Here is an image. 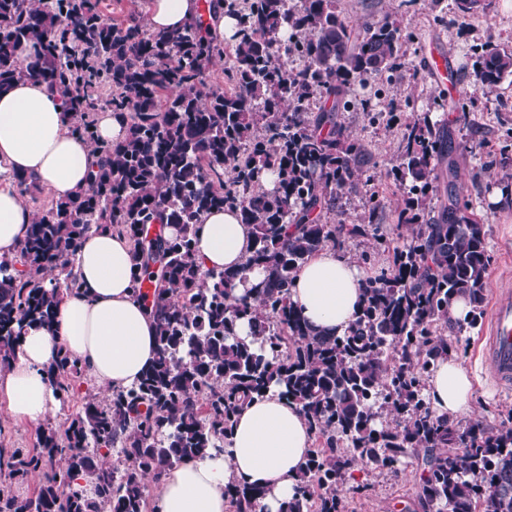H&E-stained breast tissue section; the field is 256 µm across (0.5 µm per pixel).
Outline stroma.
I'll return each instance as SVG.
<instances>
[{
  "mask_svg": "<svg viewBox=\"0 0 512 512\" xmlns=\"http://www.w3.org/2000/svg\"><path fill=\"white\" fill-rule=\"evenodd\" d=\"M486 9L469 18H459L455 0H336L338 11L354 28L360 29L379 20H388L403 33L401 53L404 65L384 82L373 77L356 82L351 92L371 95L372 103L383 117L370 123L363 113L347 110L336 120L366 146L370 160L364 166L371 180L358 193L339 196L330 216L340 224L374 222L391 241L403 246L410 229L398 221L402 190L388 173L399 162L401 135L410 118L429 116L432 123L451 131L463 148L458 159L455 184L471 208L484 221L490 262L487 270V295L512 291V77L492 92L474 89L476 50L491 44L512 51V0H487ZM438 41L459 71L460 96L455 110L436 106L439 94L421 61V50L429 41ZM379 193L384 207L368 217L364 201L368 194ZM480 328L462 334L447 332L453 355L467 366L474 380L476 397L472 414L456 418L467 427L474 422L488 428L512 424V392H498L481 365L478 339ZM417 455L404 459L394 470H380L361 461L348 479L339 497L344 512H401L414 506L419 491ZM357 494H350V487Z\"/></svg>",
  "mask_w": 512,
  "mask_h": 512,
  "instance_id": "35a3bbf8",
  "label": "stroma"
}]
</instances>
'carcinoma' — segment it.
Masks as SVG:
<instances>
[{"label": "carcinoma", "instance_id": "cac0c4a2", "mask_svg": "<svg viewBox=\"0 0 512 512\" xmlns=\"http://www.w3.org/2000/svg\"><path fill=\"white\" fill-rule=\"evenodd\" d=\"M235 19L234 45L203 38L198 24L160 32L131 15L106 25L100 0H0V90L23 75L17 49L41 46L36 75L66 95L71 130L95 140V109L107 101L127 119L124 142L96 143L89 188L53 200L30 225L17 259L0 261V365L24 327L49 325L79 288L83 238L110 226L133 242V289L153 306L157 355L133 386L104 403L88 399L64 429L39 428L32 448H0V512H148L144 480L222 452L241 406L273 387L293 401L318 446L279 512H341L336 495L357 460L394 470L424 451L419 512H512V426L466 428L436 415L426 380L448 354V303L469 299L477 325L489 257L482 219L455 190L459 145L417 118L404 125L402 162L391 171L407 195L398 222L412 240L362 284L364 301L345 336H318L290 301L296 271L327 245L366 234L364 224L323 216L336 195L359 190L363 142L336 122L349 88L401 66L402 30L382 20L356 31L335 0H211ZM229 56V90L207 88L215 57ZM307 61L304 69L287 59ZM512 76V52L482 49L475 87ZM274 178L273 187L261 185ZM440 205L421 224L429 193ZM252 225L245 268L265 278L241 296L237 272L202 271L201 218L213 208ZM147 224L176 229L143 237ZM250 327L246 340L239 323ZM84 367L63 353L46 370L65 403ZM31 496L14 487L33 473ZM94 484L89 497L76 474ZM233 512H257L263 490L228 488Z\"/></svg>", "mask_w": 512, "mask_h": 512}]
</instances>
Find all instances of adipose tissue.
<instances>
[{"label": "adipose tissue", "instance_id": "obj_1", "mask_svg": "<svg viewBox=\"0 0 512 512\" xmlns=\"http://www.w3.org/2000/svg\"><path fill=\"white\" fill-rule=\"evenodd\" d=\"M204 19L208 38L223 41L234 21L223 9L201 16L199 0H152L150 29H181ZM24 69L0 92V259H14L36 213L2 174L29 176L59 198L86 190L96 153L71 131L59 89L34 75L37 49L19 52ZM197 260L205 270L242 269L253 250L251 225L237 212L215 208L201 218ZM132 242L105 227L88 234L74 272L81 288L58 304L52 326L25 327L8 365L0 367V403L15 422L38 425L56 409L45 370L68 352L106 394L134 385L156 357V323L150 306L132 294ZM363 274L350 257L327 246L296 272L290 300L315 330L330 336L349 332L363 304ZM432 410L451 419L470 413L475 394L467 368L448 355L438 359L427 381ZM313 435L295 404L279 389L247 401L223 452L169 469L154 484L159 512H230L228 486L264 490L262 512H278L294 492Z\"/></svg>", "mask_w": 512, "mask_h": 512}]
</instances>
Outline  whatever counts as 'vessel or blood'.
Segmentation results:
<instances>
[{"instance_id":"obj_1","label":"vessel or blood","mask_w":512,"mask_h":512,"mask_svg":"<svg viewBox=\"0 0 512 512\" xmlns=\"http://www.w3.org/2000/svg\"><path fill=\"white\" fill-rule=\"evenodd\" d=\"M421 56L432 80L452 91L459 88L458 69L436 43L424 46ZM481 355L489 373L503 386L512 385V294H495L483 338Z\"/></svg>"}]
</instances>
